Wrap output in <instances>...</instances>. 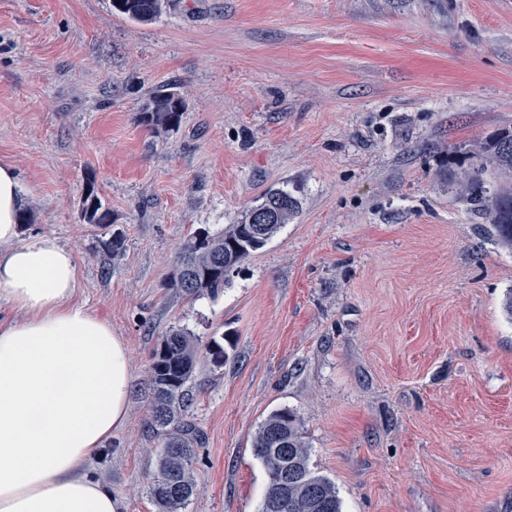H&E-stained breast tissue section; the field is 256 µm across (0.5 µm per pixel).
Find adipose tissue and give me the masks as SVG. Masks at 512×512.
<instances>
[{"instance_id": "1", "label": "adipose tissue", "mask_w": 512, "mask_h": 512, "mask_svg": "<svg viewBox=\"0 0 512 512\" xmlns=\"http://www.w3.org/2000/svg\"><path fill=\"white\" fill-rule=\"evenodd\" d=\"M18 177L0 165V512H123L90 467L125 424L129 349L72 303L77 264L50 237L20 238Z\"/></svg>"}]
</instances>
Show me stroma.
Instances as JSON below:
<instances>
[{"label":"stroma","mask_w":512,"mask_h":512,"mask_svg":"<svg viewBox=\"0 0 512 512\" xmlns=\"http://www.w3.org/2000/svg\"><path fill=\"white\" fill-rule=\"evenodd\" d=\"M158 89L185 105L176 128L141 119ZM510 128L512 0H169L149 24L112 0H0L22 238L73 252L74 302L129 348L128 419L94 465L124 512H157L148 368L173 326L232 335L189 383L205 441L185 512H259L252 437L281 408L342 512H512V254L450 178ZM272 188L297 216L217 297L172 296L189 236ZM90 191L110 223H84Z\"/></svg>","instance_id":"35a3bbf8"}]
</instances>
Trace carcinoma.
<instances>
[{"label": "carcinoma", "mask_w": 512, "mask_h": 512, "mask_svg": "<svg viewBox=\"0 0 512 512\" xmlns=\"http://www.w3.org/2000/svg\"><path fill=\"white\" fill-rule=\"evenodd\" d=\"M118 13L139 23L161 14L165 0H112ZM182 100L174 93H155L146 104L143 119L154 127L172 128L181 118ZM492 169L512 172V131L503 130L480 147ZM485 168L469 167L454 174L460 196L488 219L497 246L512 253V181L486 184ZM83 220L88 224L110 223L93 190H88ZM298 213V202L288 191L270 190L264 201L252 208L244 221L224 231L198 230L184 244L167 287L184 300L216 296L224 290L229 273L273 238ZM229 335L213 337L206 346L211 364H224V343ZM197 364V346L186 328L170 330L153 355L149 368L152 403L150 425L164 435L158 471L151 493L160 512H180L198 495L192 468L191 445L200 431L186 418L189 397L186 385ZM252 449L259 459L280 460L288 470L286 507L283 512H342L335 483L310 466V448L302 418L293 409L276 410L256 430Z\"/></svg>", "instance_id": "cac0c4a2"}]
</instances>
